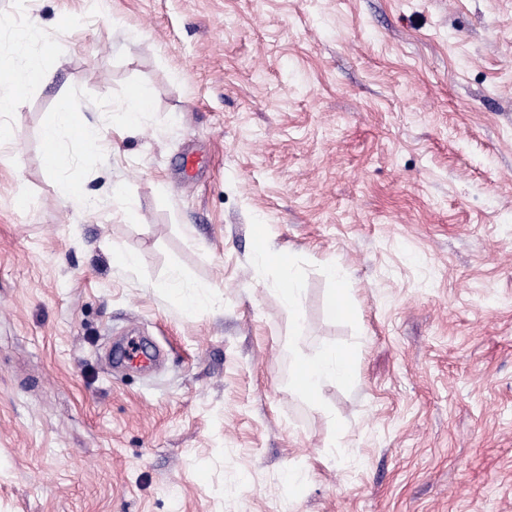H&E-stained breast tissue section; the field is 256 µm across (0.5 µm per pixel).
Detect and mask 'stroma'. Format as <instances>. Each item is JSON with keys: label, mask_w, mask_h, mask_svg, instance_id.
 Wrapping results in <instances>:
<instances>
[{"label": "stroma", "mask_w": 512, "mask_h": 512, "mask_svg": "<svg viewBox=\"0 0 512 512\" xmlns=\"http://www.w3.org/2000/svg\"><path fill=\"white\" fill-rule=\"evenodd\" d=\"M34 21L50 77L0 115V512H512V0H0V59ZM63 100L104 138L57 171ZM131 328L150 374L108 362ZM325 345L354 379L289 390ZM147 98H151L150 89L140 86L126 97L115 114H118L119 118L127 124L136 123L142 112H148V108L142 105V101ZM76 129L75 113L67 101L61 102L55 120L46 128L44 134L48 151L55 153L61 159L60 161L55 154L47 152L46 162L49 166H56L60 161L55 170L65 169L69 165L68 156L61 150V147L74 136ZM263 258L275 262L280 266L281 276L276 283L275 291L280 296L282 303L288 308V313L296 321L302 318V297L304 293V282L297 274L290 261L271 252L262 251ZM326 273L329 279L336 284V289L328 301V309L333 315L342 314L345 312L348 295L349 274L344 269L335 266L327 268Z\"/></svg>", "instance_id": "35a3bbf8"}]
</instances>
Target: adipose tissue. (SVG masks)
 Listing matches in <instances>:
<instances>
[{
  "label": "adipose tissue",
  "instance_id": "1",
  "mask_svg": "<svg viewBox=\"0 0 512 512\" xmlns=\"http://www.w3.org/2000/svg\"><path fill=\"white\" fill-rule=\"evenodd\" d=\"M15 53L16 60L7 71L8 89L0 93L1 113L15 110L20 93L45 78L43 59L46 50L38 24L33 23L27 27L16 44ZM76 135L90 146L100 140V131L96 125H77L69 103L61 102L53 123L45 130L44 141L48 151L59 154L62 145ZM263 257L279 264L281 276L276 283V291L293 319L301 320L304 293L302 278L290 261L279 255L267 251ZM353 378L350 354L335 347L324 346L312 355L296 360L288 385L294 391L313 399L319 395L325 382L332 379L348 382Z\"/></svg>",
  "mask_w": 512,
  "mask_h": 512
}]
</instances>
